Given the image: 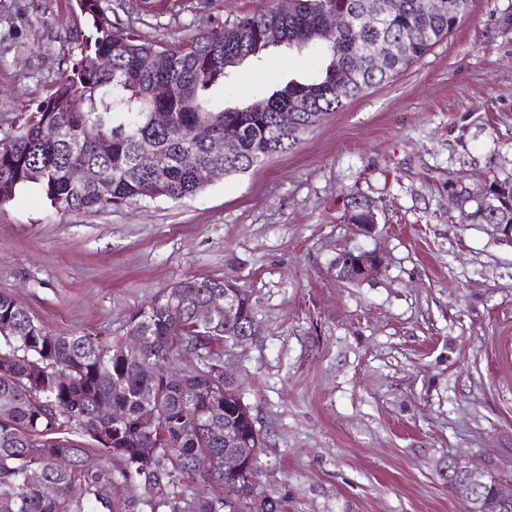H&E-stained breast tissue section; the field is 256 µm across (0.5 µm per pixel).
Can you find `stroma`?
Returning a JSON list of instances; mask_svg holds the SVG:
<instances>
[{"label":"stroma","instance_id":"stroma-1","mask_svg":"<svg viewBox=\"0 0 512 512\" xmlns=\"http://www.w3.org/2000/svg\"><path fill=\"white\" fill-rule=\"evenodd\" d=\"M114 22L174 42L262 0H103ZM87 26L75 0H0V139L69 70ZM272 51L226 104L319 72ZM512 177V0H471L418 62L327 114L289 152L195 196L56 211L34 188L0 205V292L45 327L113 340L184 279L237 281L256 336L227 346L282 512H465L444 478L469 457L512 474V242L474 221ZM377 215L344 221L347 193ZM380 272L338 280L343 249Z\"/></svg>","mask_w":512,"mask_h":512}]
</instances>
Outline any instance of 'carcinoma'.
<instances>
[{
    "instance_id": "cac0c4a2",
    "label": "carcinoma",
    "mask_w": 512,
    "mask_h": 512,
    "mask_svg": "<svg viewBox=\"0 0 512 512\" xmlns=\"http://www.w3.org/2000/svg\"><path fill=\"white\" fill-rule=\"evenodd\" d=\"M76 4L90 35L77 40L70 70L23 118L18 133L0 140L1 204L28 186L38 187L63 213L193 196L213 168L240 174L291 150L298 137L277 127L282 110L304 104L298 123L312 129L346 101L420 60L453 30L470 0H455L453 10L426 21L417 16L414 0H295L286 16L271 2L173 44L147 42L135 29L119 26L102 0ZM324 8L352 16L354 28L319 37ZM374 13L385 19L384 28L371 24ZM381 36L398 40L399 53L379 66H362L358 51ZM278 46L297 53L318 49L324 59L318 75L290 79L261 100L224 106V86L236 69L264 61ZM100 56L112 59L111 70L96 67ZM158 112L169 116L168 127L156 125ZM202 123L229 142V154L216 156L207 142L191 136ZM104 136L110 150L101 154L96 143ZM144 152L159 156L161 164L136 169ZM76 165L95 168L99 181H72ZM345 210L347 223H366L363 202L352 192ZM472 216L512 225V179L493 180L487 201ZM330 269L353 281L351 258L334 257ZM222 293V278L184 279L158 293L130 317V335L142 340V349L131 352L121 338L52 332L0 292V512H128L130 506L107 495L121 483L141 488L140 502L149 512H224L222 499L188 495L201 482L224 483L246 512H282L280 500L261 486L257 467L224 472V434L247 435L252 414L224 407L219 347L257 329L250 307L232 324L222 315L211 324L196 320L197 305ZM174 320L181 325L175 341ZM175 360L183 362L177 380L165 373ZM59 373L64 379H57ZM103 404L111 415L98 413ZM150 404L160 421L146 429L140 413ZM114 415L121 420L112 422ZM479 497L481 512H501L496 490L483 488Z\"/></svg>"
}]
</instances>
